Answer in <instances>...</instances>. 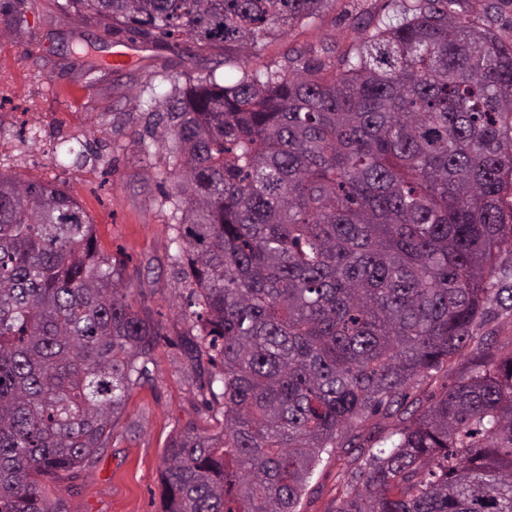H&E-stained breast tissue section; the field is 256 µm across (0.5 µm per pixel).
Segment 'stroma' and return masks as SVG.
I'll return each instance as SVG.
<instances>
[{"label":"stroma","instance_id":"stroma-1","mask_svg":"<svg viewBox=\"0 0 512 512\" xmlns=\"http://www.w3.org/2000/svg\"><path fill=\"white\" fill-rule=\"evenodd\" d=\"M63 2L25 0L28 26L17 39L7 37L0 18V172L56 185L81 204L103 250L124 258L137 309L164 337L106 448L75 474L49 481L48 494L61 512H162L160 475L170 438L188 422L209 425L194 408L208 362L189 359L178 345L191 327L190 278L173 257L172 211L156 186L168 159L167 133L161 127L148 132L143 85L152 81L161 96L176 82L238 77L245 62L286 65L295 49L350 50L394 3L336 0L316 19L271 36L260 55L246 60L231 47H170L160 39L115 35L96 19L63 10ZM462 11L512 41V0H463ZM72 138L84 144V159L55 162L56 145ZM146 141L152 144L147 152ZM341 481L335 458L323 457L299 512H332Z\"/></svg>","mask_w":512,"mask_h":512}]
</instances>
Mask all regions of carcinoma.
Returning <instances> with one entry per match:
<instances>
[{
  "label": "carcinoma",
  "instance_id": "carcinoma-1",
  "mask_svg": "<svg viewBox=\"0 0 512 512\" xmlns=\"http://www.w3.org/2000/svg\"><path fill=\"white\" fill-rule=\"evenodd\" d=\"M461 0H395L334 50L173 85L147 111L189 268L210 430L164 452L163 512H298L323 454L336 512H512V42ZM335 0H66L115 31L259 51ZM79 203L0 173V512L106 447L159 341ZM467 354L424 405L419 379ZM394 419L379 436L359 428Z\"/></svg>",
  "mask_w": 512,
  "mask_h": 512
}]
</instances>
